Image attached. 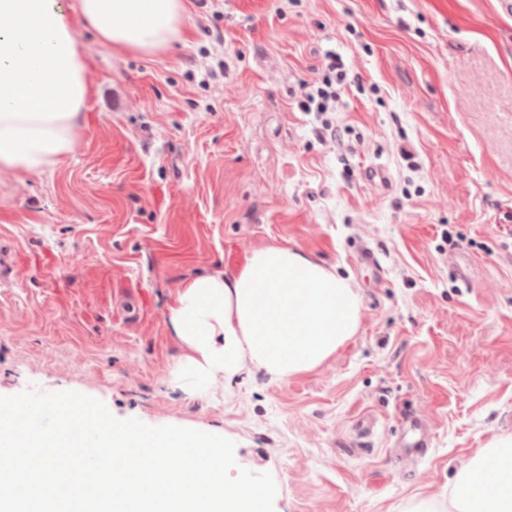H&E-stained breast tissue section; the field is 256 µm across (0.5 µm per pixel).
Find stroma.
I'll return each mask as SVG.
<instances>
[{
  "label": "stroma",
  "mask_w": 512,
  "mask_h": 512,
  "mask_svg": "<svg viewBox=\"0 0 512 512\" xmlns=\"http://www.w3.org/2000/svg\"><path fill=\"white\" fill-rule=\"evenodd\" d=\"M185 29L150 56L80 32L94 94L74 153L0 175V395L75 391L120 420L225 437L272 475L274 512L447 501L478 449L512 438V14L187 0ZM329 50L362 88L300 111ZM262 244L335 264L361 297L358 332L311 372L248 364L185 394L168 321L181 283ZM408 417L432 437L411 468L393 454Z\"/></svg>",
  "instance_id": "obj_1"
}]
</instances>
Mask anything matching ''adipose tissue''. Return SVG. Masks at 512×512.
Wrapping results in <instances>:
<instances>
[{
    "instance_id": "ef3b65f1",
    "label": "adipose tissue",
    "mask_w": 512,
    "mask_h": 512,
    "mask_svg": "<svg viewBox=\"0 0 512 512\" xmlns=\"http://www.w3.org/2000/svg\"><path fill=\"white\" fill-rule=\"evenodd\" d=\"M185 0H0V174L43 172L71 154L92 95L78 30L116 53L154 54L184 34ZM361 299L335 266L282 245L244 256L231 274L183 283L169 311L194 395L233 382L250 362L274 378L311 372L354 336ZM410 512H512V438L458 471L447 503Z\"/></svg>"
}]
</instances>
